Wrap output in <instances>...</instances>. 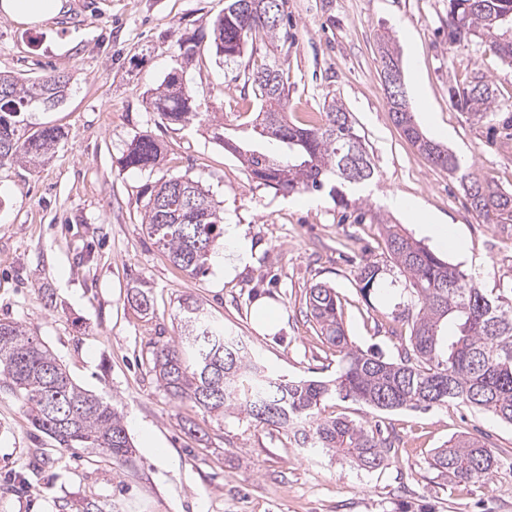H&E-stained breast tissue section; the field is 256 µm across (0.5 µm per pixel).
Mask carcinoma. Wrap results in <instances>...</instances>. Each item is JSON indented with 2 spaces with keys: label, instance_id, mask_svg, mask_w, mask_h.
I'll use <instances>...</instances> for the list:
<instances>
[{
  "label": "carcinoma",
  "instance_id": "cac0c4a2",
  "mask_svg": "<svg viewBox=\"0 0 512 512\" xmlns=\"http://www.w3.org/2000/svg\"><path fill=\"white\" fill-rule=\"evenodd\" d=\"M249 0H227L224 14L210 25L211 46L224 65L243 58L259 40L283 47L288 32L281 21L286 0H265L261 13ZM508 16L509 23L499 20ZM512 0H448V41L483 44L512 65ZM180 64L155 88L150 106L161 121L185 126L198 119L193 87L183 68L194 59L195 46L177 40ZM63 75L23 78L0 73V163L36 166L48 159L62 139L60 128L32 121L63 101ZM244 88L260 104L255 121L259 135L292 148L277 160L241 147L224 136V123L213 135L224 150L238 156L248 175L285 194L330 186L336 204L351 206L343 188L374 176L370 153L356 132L350 112L334 99L316 124L288 122V64L283 57L254 65ZM450 99L477 124H501L512 140V115L484 75L449 87ZM395 124L427 161L459 175L470 207L492 224H512V192L463 167L456 155L427 138L414 113H392ZM161 145L148 135L136 137L123 159L127 168L146 170L159 164ZM147 233L171 262L190 275L207 270L211 253L224 234L219 202L201 181L186 176L161 180L145 188ZM390 261L408 280L411 296L409 345L398 361L348 342L335 288L315 283L306 307L321 335L334 349L339 369L328 380L273 378L249 356L241 340L222 332L195 299L179 304L181 334L154 343L148 365L174 400H189L206 412L246 414L262 424L301 432L302 447L334 457L353 469L372 472L389 461L394 446L362 424L322 415L325 399L335 395L369 408L395 411L429 409L450 403L471 406L512 424V297H492L460 266L443 260L389 219L377 214ZM381 274L365 262L356 274L360 292L371 294ZM128 301L146 313L148 292L134 286ZM22 401L31 424L64 449L100 452L120 472L135 469L136 453L120 412L104 397L74 384L56 357L39 339L15 322H0V388ZM499 453L484 441L462 436L435 451L430 466L460 482L486 479L498 468Z\"/></svg>",
  "mask_w": 512,
  "mask_h": 512
}]
</instances>
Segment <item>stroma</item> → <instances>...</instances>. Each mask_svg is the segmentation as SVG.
<instances>
[{"instance_id": "1", "label": "stroma", "mask_w": 512, "mask_h": 512, "mask_svg": "<svg viewBox=\"0 0 512 512\" xmlns=\"http://www.w3.org/2000/svg\"><path fill=\"white\" fill-rule=\"evenodd\" d=\"M225 0H68L58 21L30 27L0 17V72L65 75L69 94L42 120L65 137L43 166L0 164V320L26 326L70 378L123 414L139 475L126 491L111 459L61 448L35 429L21 404L0 388V512H75L84 500L103 512H512V425L465 405L430 411H375L336 397L326 414L379 427L397 452L388 465L360 472L299 448L282 430L248 417H222L173 400L150 373L151 343L177 338L181 299L191 297L239 336L268 373L291 378L335 374L334 351L307 317L305 296L324 282L338 292L344 328L361 349L397 358L410 328L400 316L410 295L392 267L379 224L385 214L423 245L432 238L391 198H415L465 240L469 257L440 256L489 292L512 286V224H491L472 210L455 176L431 166L394 124L384 94L377 34L394 38L421 131L478 173L512 191V149L473 124L448 88L474 72L512 103V66L475 42H448V0H288V119L308 123L325 101H341L375 167L362 208L345 209L322 192L285 195L253 180L213 138L211 117L243 145L286 157L279 142L249 121L242 67H225L209 48L210 23ZM197 42L184 76L206 117L163 124L148 89L175 64L178 38ZM148 135L166 153L160 165L128 169L131 141ZM201 180L225 221L246 225L251 265L225 276L223 245L205 274L173 265L143 222L145 185L173 176ZM383 269L379 289L363 296L362 262ZM145 284L151 310L127 301ZM276 307L272 334L253 326L254 304ZM150 432L167 457L143 446ZM486 439L501 455L490 479L458 482L428 466L450 438Z\"/></svg>"}]
</instances>
